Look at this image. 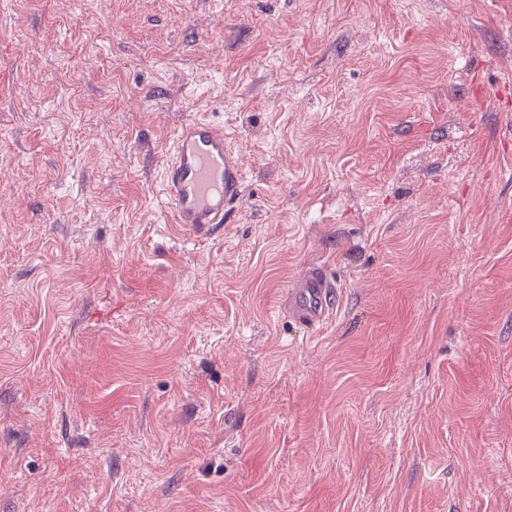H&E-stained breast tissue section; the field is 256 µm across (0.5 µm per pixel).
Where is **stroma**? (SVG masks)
Wrapping results in <instances>:
<instances>
[{
	"label": "stroma",
	"instance_id": "obj_1",
	"mask_svg": "<svg viewBox=\"0 0 512 512\" xmlns=\"http://www.w3.org/2000/svg\"><path fill=\"white\" fill-rule=\"evenodd\" d=\"M0 512H512V0H0ZM244 172L224 129L189 118L178 126L163 171V193L171 217L190 235H209L241 197ZM285 293L288 315L307 333L316 334L336 315V283L321 267H306Z\"/></svg>",
	"mask_w": 512,
	"mask_h": 512
}]
</instances>
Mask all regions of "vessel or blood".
Listing matches in <instances>:
<instances>
[{"label":"vessel or blood","instance_id":"obj_1","mask_svg":"<svg viewBox=\"0 0 512 512\" xmlns=\"http://www.w3.org/2000/svg\"><path fill=\"white\" fill-rule=\"evenodd\" d=\"M244 172L222 128L189 118L178 126L163 171V193L172 223L207 235L226 223L241 197ZM290 318L305 332L322 330L335 317L337 288L318 266L306 267L286 290Z\"/></svg>","mask_w":512,"mask_h":512}]
</instances>
